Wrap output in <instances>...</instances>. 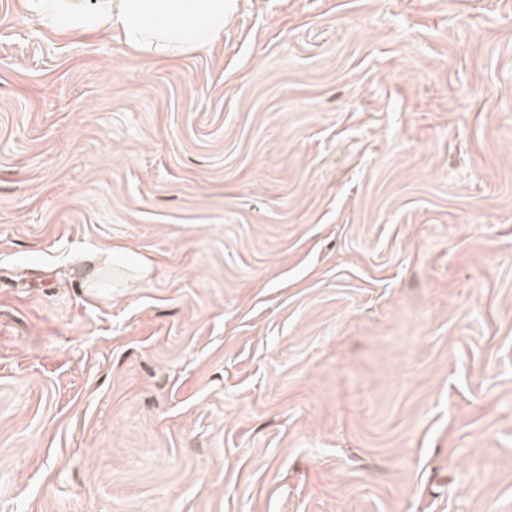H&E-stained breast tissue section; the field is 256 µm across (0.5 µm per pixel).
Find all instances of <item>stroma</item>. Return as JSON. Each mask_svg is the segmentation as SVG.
Here are the masks:
<instances>
[{
	"label": "stroma",
	"mask_w": 512,
	"mask_h": 512,
	"mask_svg": "<svg viewBox=\"0 0 512 512\" xmlns=\"http://www.w3.org/2000/svg\"><path fill=\"white\" fill-rule=\"evenodd\" d=\"M0 512H512V0H0ZM236 0H97L83 9L80 0H27L45 24L62 33L112 30L131 49L152 59L201 49L224 34V21Z\"/></svg>",
	"instance_id": "stroma-1"
}]
</instances>
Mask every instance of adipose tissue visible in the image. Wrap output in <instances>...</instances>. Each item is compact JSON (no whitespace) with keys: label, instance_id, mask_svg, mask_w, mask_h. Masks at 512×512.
<instances>
[{"label":"adipose tissue","instance_id":"1","mask_svg":"<svg viewBox=\"0 0 512 512\" xmlns=\"http://www.w3.org/2000/svg\"><path fill=\"white\" fill-rule=\"evenodd\" d=\"M45 24L63 33L118 31L125 44L152 59L174 57L220 39L235 0H96L86 10L80 0H27Z\"/></svg>","mask_w":512,"mask_h":512}]
</instances>
